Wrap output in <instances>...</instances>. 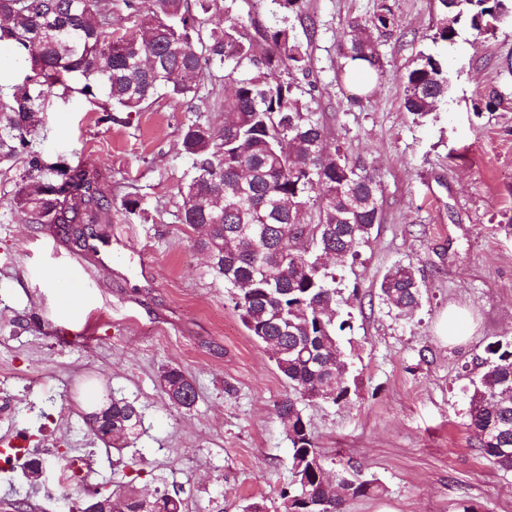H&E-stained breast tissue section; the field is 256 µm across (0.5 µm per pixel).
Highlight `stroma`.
I'll return each instance as SVG.
<instances>
[{"mask_svg":"<svg viewBox=\"0 0 512 512\" xmlns=\"http://www.w3.org/2000/svg\"><path fill=\"white\" fill-rule=\"evenodd\" d=\"M378 0H304L288 21L308 42L311 106L330 143L366 159L381 181L382 220L356 262L333 264L351 316L342 347L355 392L304 414L332 470L374 481L377 494L347 500L345 512H512V471L490 465L469 428V388L485 347L512 341V27L483 36L460 27L433 38L435 0H390L396 18L381 37L384 73L372 95L341 78L347 22L370 18ZM451 73L448 94L424 116L402 106V76L420 55ZM504 103L477 112L478 91ZM224 74L204 76L194 100L156 96L123 121L72 94L52 100L34 146L50 161L98 170L110 211L79 247L51 224H32L10 206L0 176V433L32 449L92 458L104 493L178 492L189 512H282L291 480L290 444L276 415L288 392L267 349L243 325L232 291L179 221L180 188L193 174L182 130L224 123ZM135 198V213L122 207ZM399 263L414 266L422 300L404 317L378 284ZM79 295L74 316L58 302ZM467 309L473 332L457 345L436 328L449 307ZM190 374L198 399L170 405L165 368ZM134 402L142 430L107 448L83 412L96 396ZM28 500L59 512L50 480L0 474V501Z\"/></svg>","mask_w":512,"mask_h":512,"instance_id":"stroma-1","label":"stroma"}]
</instances>
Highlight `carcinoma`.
Masks as SVG:
<instances>
[{
    "mask_svg": "<svg viewBox=\"0 0 512 512\" xmlns=\"http://www.w3.org/2000/svg\"><path fill=\"white\" fill-rule=\"evenodd\" d=\"M220 0H149L135 30L112 27L108 0H0V44L24 65L8 88L0 87V168L19 169L14 210L37 223L59 224L67 235L94 224L104 210L96 174L81 166L46 161L34 149L47 104L78 93L106 98V112H139L159 93L192 100L207 69L224 71L228 90L224 126L192 122L183 148L194 175L182 190L181 223L200 232L196 245L211 268L234 290L235 308L257 341L272 349L275 366L290 392L276 405L290 448L293 481L280 491L288 512H343L348 499L374 491L369 480L342 472L328 480L311 462L322 456L302 404L348 400L350 378L341 350L336 277L319 257L342 254L356 261L381 221V182L363 159L352 161L336 145L317 113L309 109L289 75L308 71V47L280 25L248 29L239 17L203 29L202 16ZM434 39L452 42L456 26L494 34L512 25V0H437ZM395 27L389 0H379L365 22L348 23L342 55L369 63L382 74L378 38ZM406 111L422 116L448 93L440 60L422 55L403 75ZM503 103L494 87L480 91L477 112ZM382 300L408 316L420 304L421 284L411 264L390 268L379 283ZM483 368L472 382L470 428L492 465L512 470V342L485 348ZM161 384L171 405L190 410L197 391L190 376L167 368ZM90 432L116 448L138 434L142 414L112 395L85 416ZM113 512H183L178 495L158 493L146 501L112 494Z\"/></svg>",
    "mask_w": 512,
    "mask_h": 512,
    "instance_id": "cac0c4a2",
    "label": "carcinoma"
}]
</instances>
